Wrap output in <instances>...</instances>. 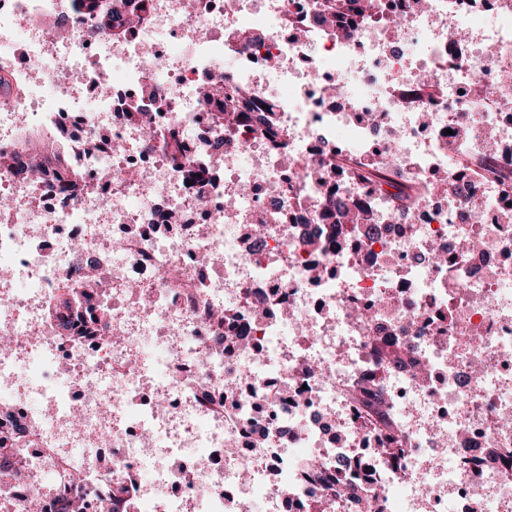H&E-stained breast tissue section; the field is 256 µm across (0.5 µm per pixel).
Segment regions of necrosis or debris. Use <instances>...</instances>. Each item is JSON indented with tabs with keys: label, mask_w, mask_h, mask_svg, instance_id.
<instances>
[{
	"label": "necrosis or debris",
	"mask_w": 512,
	"mask_h": 512,
	"mask_svg": "<svg viewBox=\"0 0 512 512\" xmlns=\"http://www.w3.org/2000/svg\"><path fill=\"white\" fill-rule=\"evenodd\" d=\"M127 2L0 0V512H512V0ZM365 447L352 496L300 467ZM323 0L321 12L326 16L330 23L336 25V28L344 30H354L359 26L369 22V14L374 5L370 0ZM334 195H336V189H330L327 193L326 203L328 206L336 205V224H349V225H338L337 232L341 234L342 238L349 236L348 230L351 229L356 224H367L370 221L369 213L363 208H357L354 211L349 213L342 214V221L340 218L341 214V204L337 205V199L334 200Z\"/></svg>",
	"instance_id": "1"
}]
</instances>
